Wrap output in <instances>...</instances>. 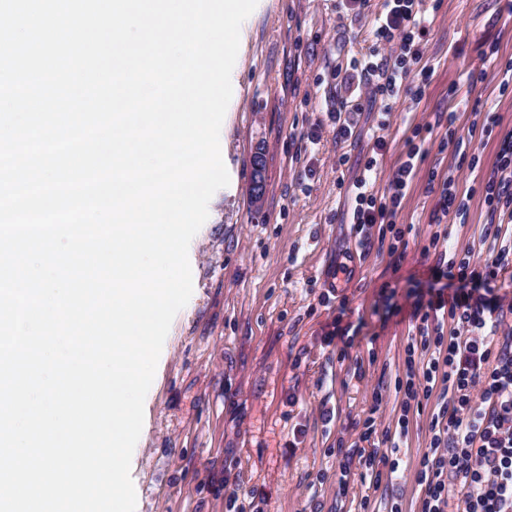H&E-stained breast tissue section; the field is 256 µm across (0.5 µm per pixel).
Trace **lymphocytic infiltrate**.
I'll list each match as a JSON object with an SVG mask.
<instances>
[{
	"instance_id": "obj_1",
	"label": "lymphocytic infiltrate",
	"mask_w": 512,
	"mask_h": 512,
	"mask_svg": "<svg viewBox=\"0 0 512 512\" xmlns=\"http://www.w3.org/2000/svg\"><path fill=\"white\" fill-rule=\"evenodd\" d=\"M420 2L386 0L385 16L375 21L374 58L364 64L368 80L360 94L385 115L399 96L416 99L423 92L411 78L426 34L417 17ZM424 156L422 144L407 139L384 196L371 182L376 158L365 162L353 184L351 208L363 246L387 244L394 257L406 245L413 227L395 224L394 216ZM479 187L492 212L512 217V132L502 137L497 166ZM484 235L494 242L485 258L440 251L438 239H431L429 247L437 252L427 269L432 286L416 291L411 305L418 334L407 348L405 374L395 382L400 429H407L410 412L422 411L434 389L448 397L431 418L429 447L416 478L419 512H448L453 498L463 503V512H512V324L502 316L503 309L512 310V301L495 292L499 275L512 268V234L503 225L489 224ZM444 280L453 283L452 292L441 289ZM448 321L453 331L447 335L443 325ZM371 400L369 414L344 429L364 447L357 456H345L341 471L359 465L378 484L384 473L399 468L394 455L400 439L377 430L382 387L372 389ZM375 436L380 446H371Z\"/></svg>"
}]
</instances>
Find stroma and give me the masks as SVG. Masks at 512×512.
<instances>
[{
	"mask_svg": "<svg viewBox=\"0 0 512 512\" xmlns=\"http://www.w3.org/2000/svg\"><path fill=\"white\" fill-rule=\"evenodd\" d=\"M384 0H258L240 30L232 98L220 131L228 186L189 245L193 293L175 316L144 401V425L131 460L136 512H236L225 480L256 512H363L368 482L352 467L341 489L337 448L350 419L367 412L373 386L404 373L405 348L417 330L412 288L424 284L423 249L435 231L449 250L488 255L483 228L491 210L443 145L446 116L491 172L499 141L512 130V71L485 57L496 47L512 60V14L502 0H422L428 30L414 66L420 99L400 98L388 125L363 106L354 135L337 138L331 114L355 104L359 68L375 47L374 21ZM480 73L471 85L467 72ZM426 126L428 153L395 221L413 225L399 264L387 251L364 248L350 222L349 188L373 153L388 149L374 189L388 191L405 139ZM265 161L266 192L251 195L252 160ZM454 177L463 212L432 216L439 195L431 179ZM342 286H335V279ZM391 281L392 298L379 293ZM356 335L324 346L339 302ZM400 306L387 315V304ZM434 390L410 413L396 477L379 497L418 512L416 476L429 446ZM334 412L324 423L321 412Z\"/></svg>",
	"mask_w": 512,
	"mask_h": 512,
	"instance_id": "obj_1",
	"label": "stroma"
}]
</instances>
